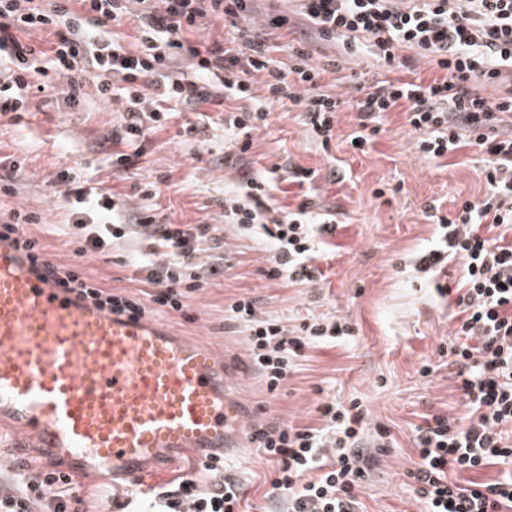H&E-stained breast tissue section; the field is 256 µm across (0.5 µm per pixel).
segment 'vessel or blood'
Listing matches in <instances>:
<instances>
[{
  "instance_id": "obj_1",
  "label": "vessel or blood",
  "mask_w": 512,
  "mask_h": 512,
  "mask_svg": "<svg viewBox=\"0 0 512 512\" xmlns=\"http://www.w3.org/2000/svg\"><path fill=\"white\" fill-rule=\"evenodd\" d=\"M20 256L0 240V426L18 434V454L123 482L185 454H239L256 410L237 368L166 324L96 307Z\"/></svg>"
}]
</instances>
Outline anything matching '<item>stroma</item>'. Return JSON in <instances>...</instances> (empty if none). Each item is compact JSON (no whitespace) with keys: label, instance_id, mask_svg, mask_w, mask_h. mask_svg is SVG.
<instances>
[{"label":"stroma","instance_id":"obj_1","mask_svg":"<svg viewBox=\"0 0 512 512\" xmlns=\"http://www.w3.org/2000/svg\"><path fill=\"white\" fill-rule=\"evenodd\" d=\"M308 49L317 61L337 59L326 82L343 105L329 145H322L291 103L271 108L267 128L253 132L250 150L237 166L224 164V115L208 110L203 134L192 136L185 126L197 123L198 113L173 115L142 145L143 154L124 173L114 172L98 143L121 120L118 102L90 96L69 108L56 89L30 101L20 121L0 115V163H23V181L15 195L1 196L0 207L41 213L42 223L28 225L50 258L79 263L89 278L103 287L137 296L144 284L134 281L129 264L140 241L114 246L110 257L76 258L69 237L54 233L59 223L58 200L47 187L67 169L81 171L92 183L113 194L123 209L157 208L178 224H209L226 243L231 267L188 299L184 311H157L183 333L196 336L237 356L240 387L253 404L266 408L270 421L311 424L319 392L341 402L357 399L368 406L375 423L387 427L394 446L378 454L373 474L360 494L363 512H418L411 481L406 476L413 455L412 430L430 413L462 415V394L449 368L431 376L421 374L426 360L435 358L442 339L452 330L444 300L416 280L409 267L414 251L431 241L434 224L425 216L428 203H437L451 216L462 200L484 194L483 163L471 149L440 160L423 157L418 138L402 111L388 113L372 146L357 150L350 136L357 129L356 74L367 71L366 58L339 57L337 47L319 41ZM316 171L311 187L326 212L335 214L338 228L332 246L316 264L325 275L317 291L263 277L269 255L265 243L240 239L224 224V189L244 173L278 170L284 181L272 196L278 204L297 206L303 191L286 183L289 170ZM160 180V194L143 197V184ZM250 295L261 300L264 313L292 321L311 315H337L355 323L356 336L307 351L298 360L277 397H270L263 377L248 359L242 327L228 325L224 308L233 298ZM227 468L246 485L251 504L262 506L272 467L256 448L227 460Z\"/></svg>","mask_w":512,"mask_h":512}]
</instances>
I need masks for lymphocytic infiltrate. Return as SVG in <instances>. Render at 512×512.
<instances>
[{
    "label": "lymphocytic infiltrate",
    "instance_id": "lymphocytic-infiltrate-1",
    "mask_svg": "<svg viewBox=\"0 0 512 512\" xmlns=\"http://www.w3.org/2000/svg\"><path fill=\"white\" fill-rule=\"evenodd\" d=\"M139 23L135 48L117 29ZM227 21L238 35L195 42V33ZM49 31L46 47L28 43L32 30ZM271 30L300 32L303 39L367 53L391 78L364 75L366 89L353 107V138L367 145L384 116L403 109L419 137V153L439 159L470 147L483 155L482 200L462 201L454 217H438L432 244L410 267L432 283L448 262L461 263L460 285L449 318L453 331L439 358L447 359L467 408L465 417L425 416L413 430L408 471L420 512H512V0H291L260 13L259 0H0V112H25L35 93L56 85L69 107H79L87 87L122 105V120L108 140L115 171L130 169L148 135L180 107H224V163L237 165L251 134L268 127L270 104L290 101L311 132L329 143L341 102L322 85L324 70L304 48L282 65L267 40ZM438 69L431 82L415 78L419 64ZM265 78L263 104L249 108L256 75ZM235 109H226V102ZM63 199L59 229L75 244L76 257L106 255L112 244L148 232L150 243L132 262L133 278L148 285L144 297L112 292L75 266L51 264L61 286H72L100 308L143 316L151 308L182 311L190 294L222 273L224 244L207 224H177L146 210L117 207L108 189L79 186L69 174L52 181ZM271 182L248 177L224 193V221L242 237L271 246L265 275L308 287L323 273L315 260L336 231L330 214L306 199L293 211L274 207ZM99 210L97 223L75 218L73 204ZM40 213L0 211V238H14L35 264L46 255L24 227ZM216 263L203 267L201 249ZM225 321L244 326L252 366L269 392H277L304 350L350 337L346 319L314 316L291 326L263 316L254 297L234 300ZM315 424L258 426L252 440L273 466L266 499L281 512H359V492L375 465L374 450L390 445V432L371 426L362 402L319 399ZM500 467L491 482L473 473ZM203 488L194 478L142 495L127 494L121 512H241L244 489L223 462ZM75 479L67 473L19 469L0 488V512H68ZM104 501L101 512H112Z\"/></svg>",
    "mask_w": 512,
    "mask_h": 512
}]
</instances>
